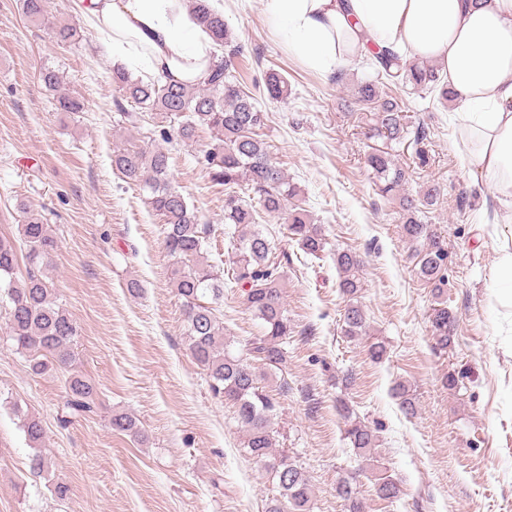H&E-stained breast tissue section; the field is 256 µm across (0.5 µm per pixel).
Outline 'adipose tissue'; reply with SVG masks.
<instances>
[{"mask_svg": "<svg viewBox=\"0 0 512 512\" xmlns=\"http://www.w3.org/2000/svg\"><path fill=\"white\" fill-rule=\"evenodd\" d=\"M265 14L305 64L331 74L372 46L406 48L448 77L459 156L493 183L488 223L512 226V0H264ZM113 65L146 79L196 84L213 47L180 0H79Z\"/></svg>", "mask_w": 512, "mask_h": 512, "instance_id": "adipose-tissue-1", "label": "adipose tissue"}]
</instances>
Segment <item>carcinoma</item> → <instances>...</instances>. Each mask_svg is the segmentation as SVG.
<instances>
[{
    "mask_svg": "<svg viewBox=\"0 0 512 512\" xmlns=\"http://www.w3.org/2000/svg\"><path fill=\"white\" fill-rule=\"evenodd\" d=\"M190 8L198 24L221 46L230 39L224 15L212 9L208 0H190ZM24 17L34 23L44 22L45 0H21ZM52 37L66 43L75 38L77 28L71 23L56 22L51 26ZM370 65L375 76L356 85L354 103L376 111L379 135L386 141L401 143L408 135L419 145L417 153L425 156L426 134L421 127L410 130L396 99L383 88L395 86L428 89L439 92L448 100V85H438L437 68L428 63L407 62L388 49L375 47L370 52ZM231 61L218 58L212 63L205 80L198 84L182 82L144 81L133 79L122 68L112 69V81L123 97L165 120H175L176 138L193 143L199 130L207 128L213 134L208 148L198 157L211 175L212 181L224 186V223L235 226L236 261L232 279L243 293L248 309L262 320L264 334L247 340L249 356H234L224 346L223 327L215 315L216 308L202 302L206 296L218 301L224 297V279L207 258L209 227L198 223L197 215L184 196L171 185L169 155L162 147L120 149L112 154V168L123 178L150 191L149 204L166 225L164 246L171 262L170 283L177 296L183 299L188 349L193 359L205 368L211 379L212 391L231 401L237 420L244 432L246 453L262 464L276 481L279 498L266 512H310L312 486L301 466L287 456H276V434L273 427L276 405L261 386L263 374L256 362L277 366L285 360L284 340L291 333V323L285 307L286 274L281 264L271 260L270 240L259 228L256 215L279 216L288 198L298 195L288 182L284 171L273 161L269 145L259 134L267 119L257 100L246 92L239 81L232 79ZM268 96L288 97V80L279 71L269 69L265 75ZM366 164L380 181L382 195L395 201L403 213L401 232L414 249L420 280L432 288L440 302L430 314L435 344L448 349L453 341L455 315L441 300L448 283V250L443 241L423 222L422 210L434 205L438 189L427 186L415 199L401 192L403 169L390 152L374 150ZM250 197L259 209L245 203ZM288 235L303 254L311 259L322 258L325 238L318 225L311 222L306 210L288 213ZM20 244L0 239V302L5 304L7 336L17 350L28 353L32 370L41 374L49 368L46 359L65 367L73 359L76 327L68 310L57 301L51 258L58 241L39 212H24L20 225ZM25 258V271H20L19 259ZM338 288L347 298L343 321L345 334H362L366 318L362 307L354 302L363 288L359 277L360 256L349 249L336 251ZM67 408L74 416L92 411L95 385L87 378L73 375L67 381ZM407 416L415 414V402L408 389L399 383L392 388ZM339 415L344 421V435L349 440L358 468L355 475L336 484V495L349 512H363L359 497L357 475L369 471L367 461L376 447V430L353 418V411L341 406ZM112 430L129 435L141 433L136 420L126 414L111 417ZM22 427L29 442L39 444L44 438L40 420L26 417ZM29 472L40 477L52 466L51 458L41 449L29 457ZM374 490L381 500L392 501L399 495L397 480L383 471L373 475Z\"/></svg>",
    "mask_w": 512,
    "mask_h": 512,
    "instance_id": "cac0c4a2",
    "label": "carcinoma"
}]
</instances>
